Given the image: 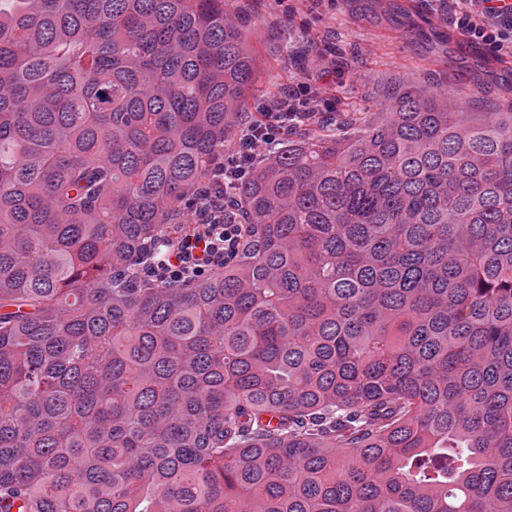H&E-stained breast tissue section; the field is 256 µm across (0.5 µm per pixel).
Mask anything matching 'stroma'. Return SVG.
<instances>
[{
    "label": "stroma",
    "mask_w": 512,
    "mask_h": 512,
    "mask_svg": "<svg viewBox=\"0 0 512 512\" xmlns=\"http://www.w3.org/2000/svg\"><path fill=\"white\" fill-rule=\"evenodd\" d=\"M251 25L261 60L260 85L271 93L310 69L329 67L340 112H377L402 83L454 87L492 102L512 99L501 86L498 56L469 41L448 23V0H236ZM496 78L477 84L487 64Z\"/></svg>",
    "instance_id": "stroma-1"
}]
</instances>
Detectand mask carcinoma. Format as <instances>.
I'll return each instance as SVG.
<instances>
[{
    "instance_id": "obj_1",
    "label": "carcinoma",
    "mask_w": 512,
    "mask_h": 512,
    "mask_svg": "<svg viewBox=\"0 0 512 512\" xmlns=\"http://www.w3.org/2000/svg\"><path fill=\"white\" fill-rule=\"evenodd\" d=\"M229 0H0V512H512V102L287 129L224 267L139 274L256 115Z\"/></svg>"
}]
</instances>
